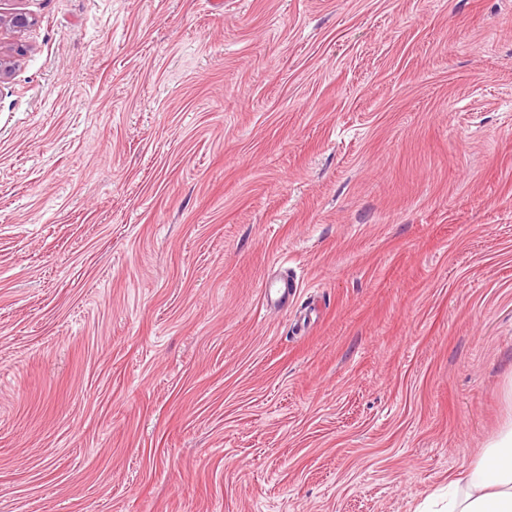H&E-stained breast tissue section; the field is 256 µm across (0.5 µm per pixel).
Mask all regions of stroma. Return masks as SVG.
<instances>
[{"mask_svg": "<svg viewBox=\"0 0 512 512\" xmlns=\"http://www.w3.org/2000/svg\"><path fill=\"white\" fill-rule=\"evenodd\" d=\"M0 8V512L466 470L512 416V0ZM295 291L296 285L286 277L266 288V297L271 304L283 306L288 304V300L294 296Z\"/></svg>", "mask_w": 512, "mask_h": 512, "instance_id": "1", "label": "stroma"}]
</instances>
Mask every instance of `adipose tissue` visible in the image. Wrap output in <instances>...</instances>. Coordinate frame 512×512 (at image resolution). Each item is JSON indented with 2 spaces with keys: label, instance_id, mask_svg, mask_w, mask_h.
<instances>
[{
  "label": "adipose tissue",
  "instance_id": "adipose-tissue-1",
  "mask_svg": "<svg viewBox=\"0 0 512 512\" xmlns=\"http://www.w3.org/2000/svg\"><path fill=\"white\" fill-rule=\"evenodd\" d=\"M446 512H512V422L450 482Z\"/></svg>",
  "mask_w": 512,
  "mask_h": 512
}]
</instances>
